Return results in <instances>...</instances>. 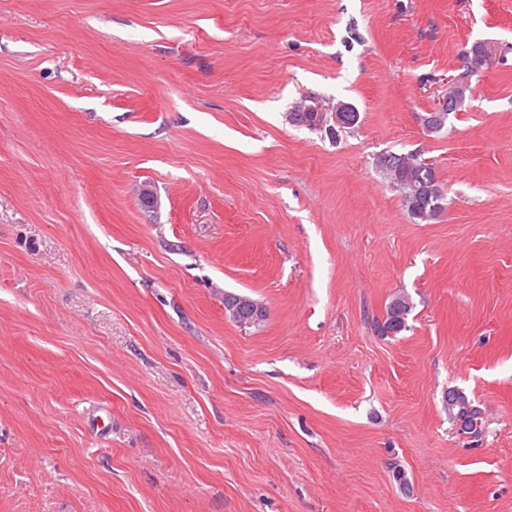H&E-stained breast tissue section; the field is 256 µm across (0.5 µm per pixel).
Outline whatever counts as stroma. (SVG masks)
Listing matches in <instances>:
<instances>
[{"label":"stroma","mask_w":512,"mask_h":512,"mask_svg":"<svg viewBox=\"0 0 512 512\" xmlns=\"http://www.w3.org/2000/svg\"><path fill=\"white\" fill-rule=\"evenodd\" d=\"M0 512H512V0H0ZM456 84V79L450 78L448 80V93L441 99L438 100V103L436 104L434 112H447L446 116L444 117L442 122H434L429 119V113L424 119L425 125L429 132L435 133L441 131L446 123L448 122V119L450 115H452L454 112H452L457 104V97L451 92V87H454ZM304 110L307 112H295L300 111L299 109H295L294 112H289L288 114V122L297 127H305L309 130H317L323 126L325 119L318 124V121L315 120V113H318V117H322V109L318 105H307L303 106ZM391 162L393 156L392 152L381 154L377 159V166L383 173L386 179L389 180L390 184L396 186L397 190L401 193L405 183H413L416 187L422 185L429 186L432 182H436L437 193L432 190L429 193L418 192V196L411 201L404 204L412 218L420 220L421 222H427L436 219L446 209V192L443 184H441L435 175V170L432 164L425 163L414 159V164L410 169H402L397 172L385 174L382 171V165L386 161ZM413 202V206L410 207ZM412 309V305L406 297L400 296L392 300L387 309V316L382 327H379L381 334L387 332L399 333L406 325L407 316Z\"/></svg>","instance_id":"1"}]
</instances>
